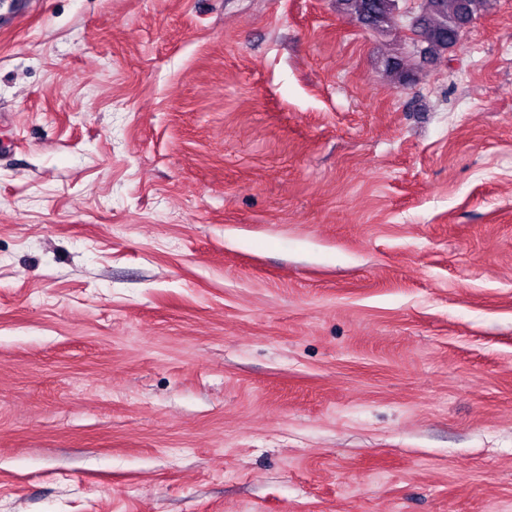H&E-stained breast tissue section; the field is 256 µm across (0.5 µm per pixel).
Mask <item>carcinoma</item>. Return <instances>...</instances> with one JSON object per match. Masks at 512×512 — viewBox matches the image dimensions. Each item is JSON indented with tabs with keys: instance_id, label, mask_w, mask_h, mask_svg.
<instances>
[{
	"instance_id": "obj_1",
	"label": "carcinoma",
	"mask_w": 512,
	"mask_h": 512,
	"mask_svg": "<svg viewBox=\"0 0 512 512\" xmlns=\"http://www.w3.org/2000/svg\"><path fill=\"white\" fill-rule=\"evenodd\" d=\"M395 0H336L337 11L366 28L386 32L397 22ZM491 0H422V25L418 32L430 60L460 40L464 26L489 9Z\"/></svg>"
}]
</instances>
